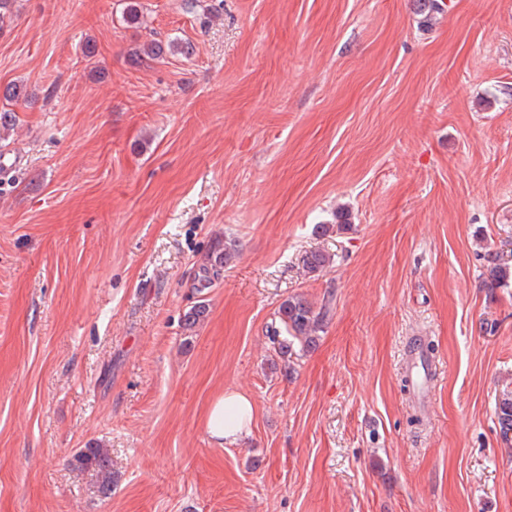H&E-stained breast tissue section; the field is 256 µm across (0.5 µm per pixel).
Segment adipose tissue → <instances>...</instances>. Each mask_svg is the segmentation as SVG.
I'll use <instances>...</instances> for the list:
<instances>
[{
	"mask_svg": "<svg viewBox=\"0 0 512 512\" xmlns=\"http://www.w3.org/2000/svg\"><path fill=\"white\" fill-rule=\"evenodd\" d=\"M254 413V404L247 396L227 392L210 405L206 429L218 444L232 445L250 434Z\"/></svg>",
	"mask_w": 512,
	"mask_h": 512,
	"instance_id": "1",
	"label": "adipose tissue"
}]
</instances>
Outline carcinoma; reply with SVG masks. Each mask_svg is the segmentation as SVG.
<instances>
[{"mask_svg":"<svg viewBox=\"0 0 512 512\" xmlns=\"http://www.w3.org/2000/svg\"><path fill=\"white\" fill-rule=\"evenodd\" d=\"M0 101L5 106L0 108V127L9 128L16 124L17 115L12 105L19 102L32 103L27 89L20 83H11L0 87ZM236 254L235 245L226 242L216 243L212 256L208 258V265L203 268V274L198 279V287H211L212 280L220 275ZM330 263V256L321 251H312L304 260L307 273H318ZM512 272L498 253L487 255L486 277L484 285L488 288H500L508 284ZM329 317V308L326 306L314 309V306L300 295L291 296L279 307L278 318L283 330H273L277 338L279 353L286 356L291 349V341H298L308 347L315 342L317 334L324 330ZM285 337H280V332ZM497 418L503 435L512 433V398H505L496 408ZM73 467L78 471H87L97 479V493L103 497L112 494V461L105 448H83L73 456Z\"/></svg>","mask_w":512,"mask_h":512,"instance_id":"cac0c4a2","label":"carcinoma"}]
</instances>
